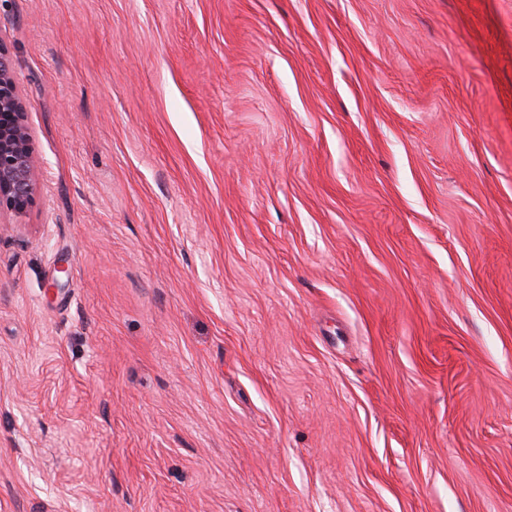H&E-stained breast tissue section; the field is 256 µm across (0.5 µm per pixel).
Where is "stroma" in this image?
<instances>
[{"mask_svg":"<svg viewBox=\"0 0 512 512\" xmlns=\"http://www.w3.org/2000/svg\"><path fill=\"white\" fill-rule=\"evenodd\" d=\"M0 512H512V0H0ZM35 178L30 128L9 53L0 43V212L25 211L32 203Z\"/></svg>","mask_w":512,"mask_h":512,"instance_id":"1","label":"stroma"}]
</instances>
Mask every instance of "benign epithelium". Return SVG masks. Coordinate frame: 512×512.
I'll return each mask as SVG.
<instances>
[{
  "label": "benign epithelium",
  "mask_w": 512,
  "mask_h": 512,
  "mask_svg": "<svg viewBox=\"0 0 512 512\" xmlns=\"http://www.w3.org/2000/svg\"><path fill=\"white\" fill-rule=\"evenodd\" d=\"M35 178L30 128L9 53L0 43V210L25 211Z\"/></svg>",
  "instance_id": "benign-epithelium-1"
}]
</instances>
